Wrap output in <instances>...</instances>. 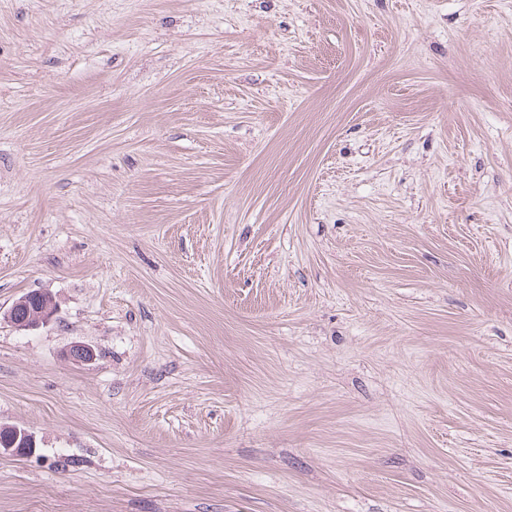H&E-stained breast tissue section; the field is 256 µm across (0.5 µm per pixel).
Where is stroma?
I'll list each match as a JSON object with an SVG mask.
<instances>
[{
    "mask_svg": "<svg viewBox=\"0 0 512 512\" xmlns=\"http://www.w3.org/2000/svg\"><path fill=\"white\" fill-rule=\"evenodd\" d=\"M30 291L0 512H512V0H0ZM45 296H50V294L44 291H36L20 296L4 313L3 319H7L12 325L22 330L36 329L48 324L54 317L56 310L48 309L44 312L38 311L37 314H31L32 307L36 308ZM30 302H33L32 305ZM7 428H9V427H5V428L1 427V429H0V450H1V452L3 450L2 448H5L4 445L7 447L6 450L12 451L11 454L15 455V456L27 455L24 452H21L20 448H32V451H33V448H36L35 437L31 433L26 431L25 429H20L18 427L9 428V430L11 432V444L9 443V444L3 445V440L5 439V437H7V435H9V430ZM18 443H20V448H14L12 450L11 447L16 446Z\"/></svg>",
    "mask_w": 512,
    "mask_h": 512,
    "instance_id": "obj_1",
    "label": "stroma"
}]
</instances>
